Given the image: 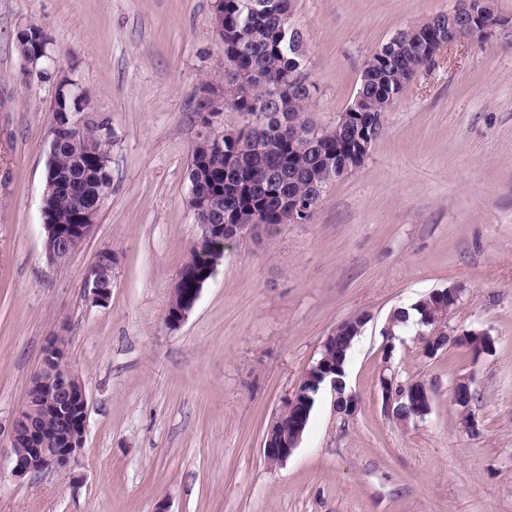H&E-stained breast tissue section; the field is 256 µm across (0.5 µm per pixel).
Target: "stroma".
Wrapping results in <instances>:
<instances>
[{"label": "stroma", "mask_w": 512, "mask_h": 512, "mask_svg": "<svg viewBox=\"0 0 512 512\" xmlns=\"http://www.w3.org/2000/svg\"><path fill=\"white\" fill-rule=\"evenodd\" d=\"M455 0H292L315 91L334 122L375 50ZM41 25L112 122V193L64 264L44 255L41 199L55 87L28 81L15 31ZM224 51L211 0H0V453L45 345L68 339L89 411L70 471L0 467V512H512V33L444 50L384 114L364 166L315 216L238 243L178 327L163 317L199 229L187 168ZM117 259L107 305L83 277ZM459 288L452 330L484 328L492 353L425 356L414 333L385 358L389 313ZM370 317L346 368L359 400L321 393L298 448L267 462L264 434L336 326ZM423 382L425 419L399 424L379 378ZM471 377L480 432L451 400Z\"/></svg>", "instance_id": "stroma-1"}]
</instances>
